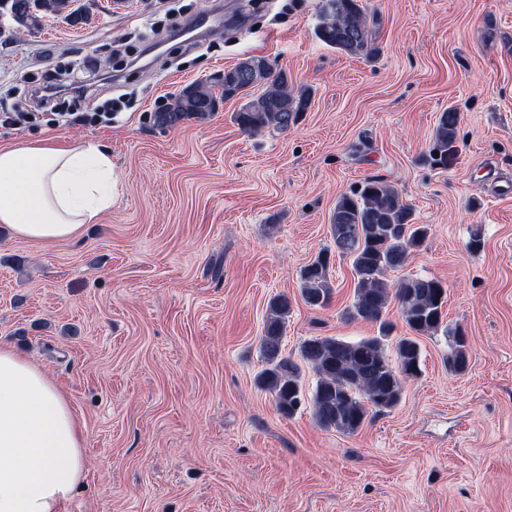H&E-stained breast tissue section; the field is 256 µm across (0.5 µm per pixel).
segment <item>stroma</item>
<instances>
[{
	"instance_id": "obj_1",
	"label": "stroma",
	"mask_w": 512,
	"mask_h": 512,
	"mask_svg": "<svg viewBox=\"0 0 512 512\" xmlns=\"http://www.w3.org/2000/svg\"><path fill=\"white\" fill-rule=\"evenodd\" d=\"M380 49L316 36L323 0H95L0 45V147L46 137L103 147L118 195L74 239L45 246L0 224V340L35 360L84 424L87 474L64 512H512V0H367ZM249 56L311 104L286 132H243L239 100L161 129L169 95ZM89 77L84 121L52 124L30 90ZM460 124L447 166L428 152ZM384 178L429 225L390 283L448 288L466 373L443 334L420 337L400 403L354 434L286 416L258 388L270 300L291 310L282 353L313 336L378 335L348 319L354 279L307 305L299 271L333 246L343 194ZM479 249H471L473 236ZM460 123V115L454 109L442 112L438 118L430 150L435 163H448V148L454 143ZM437 153V157H434Z\"/></svg>"
}]
</instances>
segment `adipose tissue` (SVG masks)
<instances>
[{"label":"adipose tissue","instance_id":"adipose-tissue-1","mask_svg":"<svg viewBox=\"0 0 512 512\" xmlns=\"http://www.w3.org/2000/svg\"><path fill=\"white\" fill-rule=\"evenodd\" d=\"M117 191L110 155L45 140L0 149V223L50 243L77 237ZM84 428L52 379L0 342V512H62L85 477Z\"/></svg>","mask_w":512,"mask_h":512}]
</instances>
